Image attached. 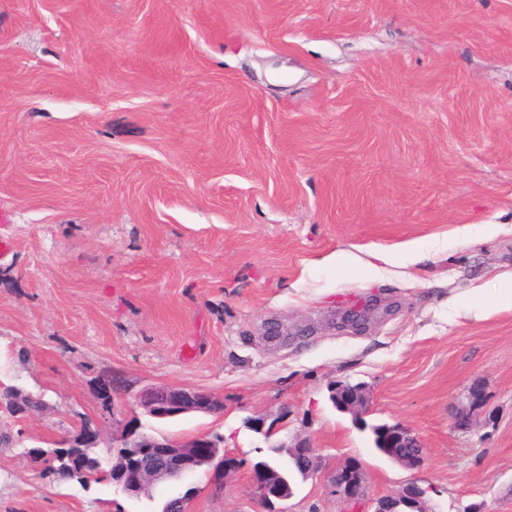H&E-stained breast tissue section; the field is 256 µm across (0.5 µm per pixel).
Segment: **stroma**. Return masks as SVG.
<instances>
[{"mask_svg": "<svg viewBox=\"0 0 512 512\" xmlns=\"http://www.w3.org/2000/svg\"><path fill=\"white\" fill-rule=\"evenodd\" d=\"M510 278L512 0H0V380L45 402L0 448V512H264L245 421L283 411L369 494L512 512ZM107 372L223 395L220 417L126 411L223 436L222 490L202 469L131 497L28 456L103 419ZM338 382L419 434L418 472ZM329 399L335 409L351 417L353 423L362 429H371L373 445L380 440L383 448L379 451L399 467L418 470L424 466L427 450L417 433L402 422H385L369 426L366 417L372 411V393L364 383H337L333 385ZM469 410L462 409L457 411L452 416L453 428L459 431L467 432L472 426V416L470 411L476 409L482 404L483 394L482 390L477 387H471L467 395Z\"/></svg>", "mask_w": 512, "mask_h": 512, "instance_id": "35a3bbf8", "label": "stroma"}]
</instances>
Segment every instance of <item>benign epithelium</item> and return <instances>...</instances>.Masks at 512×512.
Here are the masks:
<instances>
[{
	"label": "benign epithelium",
	"mask_w": 512,
	"mask_h": 512,
	"mask_svg": "<svg viewBox=\"0 0 512 512\" xmlns=\"http://www.w3.org/2000/svg\"><path fill=\"white\" fill-rule=\"evenodd\" d=\"M262 336L273 344L288 342V328L277 322L264 326ZM103 385L112 390V420H103L95 427H86L85 440L96 446L104 438L105 429L112 428V439L123 442L132 440L131 452L118 459L114 467L121 473L116 486L126 494H141L154 484L175 474L191 473L206 461L213 469L230 477L239 467L236 457L215 452L217 439L207 433L186 438L156 437L140 430L139 425L118 417L117 403L129 398L143 414L158 420L173 419L196 412L221 416L224 414V397L211 391L172 384H145L134 390L127 385L114 382L108 374L102 378ZM329 399L335 409L351 417L362 429L369 428L373 440L381 441L380 452L399 467L418 470L424 466L427 450L417 433L405 424L394 421L368 425L366 417L372 411V393L363 383H337L331 387ZM468 408L452 416L453 428L466 432L472 426L470 410L483 401L482 390L474 386L467 395ZM247 427L264 437L270 448H285L288 456L299 463L301 476L306 479H321L325 491L336 497L339 512H435L426 499V490L411 482L402 490L368 496V473L366 466L351 458L326 470L325 457L308 436L295 435L289 440L272 442L281 430V422L274 420L265 424L263 418H249ZM253 489L265 512H287L282 504L294 497L295 490L285 480H280L264 463L253 464L251 469Z\"/></svg>",
	"instance_id": "obj_1"
}]
</instances>
